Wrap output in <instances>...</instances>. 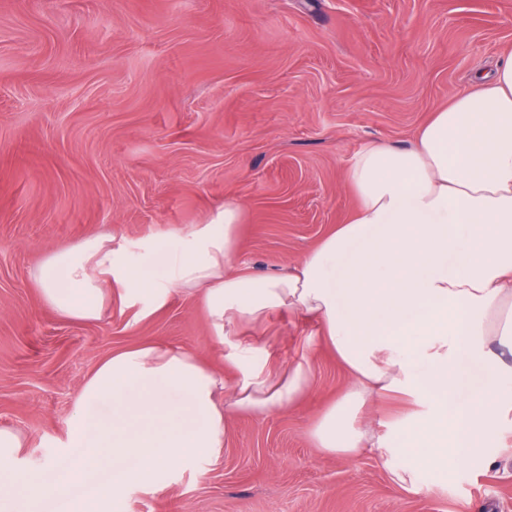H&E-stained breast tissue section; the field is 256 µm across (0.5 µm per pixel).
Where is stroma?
<instances>
[{"label": "stroma", "mask_w": 512, "mask_h": 512, "mask_svg": "<svg viewBox=\"0 0 512 512\" xmlns=\"http://www.w3.org/2000/svg\"><path fill=\"white\" fill-rule=\"evenodd\" d=\"M509 50L512 0H0V428L24 439L19 467L65 454L83 384L113 351L159 341L224 368L189 297L59 317L34 278L49 253L108 233L136 261L231 202L235 266L288 271L352 214V155L409 145ZM317 331L288 311L242 326L281 366L310 356L311 393L232 416L220 456L126 486L106 512H512V418L490 459L404 484L402 450L315 448L308 429L347 383L304 345Z\"/></svg>", "instance_id": "35a3bbf8"}]
</instances>
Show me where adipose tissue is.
Wrapping results in <instances>:
<instances>
[{
    "label": "adipose tissue",
    "mask_w": 512,
    "mask_h": 512,
    "mask_svg": "<svg viewBox=\"0 0 512 512\" xmlns=\"http://www.w3.org/2000/svg\"><path fill=\"white\" fill-rule=\"evenodd\" d=\"M346 181L355 213L285 274L235 268L233 204L187 245L156 244L137 262L100 237L49 254L35 281L58 316L99 319L112 283L158 307L173 294L195 298L238 378L227 384L194 352L155 342L114 351L83 385L74 454L18 468L23 442L0 429V487L25 512H40L49 494L67 512H99L128 484L155 486L188 459L219 456L232 415L283 411L314 384L310 358L284 370L262 343L234 334L278 311L314 319L349 377L309 428L316 447L351 456L387 447L361 413L402 395L410 406L394 424L407 472L488 458L512 416V56L437 108L409 146L356 152Z\"/></svg>",
    "instance_id": "obj_1"
}]
</instances>
